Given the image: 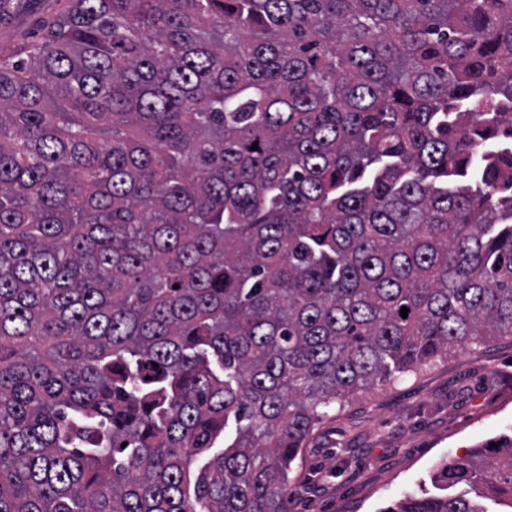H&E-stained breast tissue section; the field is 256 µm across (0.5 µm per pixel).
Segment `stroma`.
<instances>
[{"label":"stroma","instance_id":"obj_1","mask_svg":"<svg viewBox=\"0 0 512 512\" xmlns=\"http://www.w3.org/2000/svg\"><path fill=\"white\" fill-rule=\"evenodd\" d=\"M69 0H24L0 18V57L45 35ZM512 432V338L454 350L356 394L308 439L289 474L290 512H381L443 458Z\"/></svg>","mask_w":512,"mask_h":512}]
</instances>
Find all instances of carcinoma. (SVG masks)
<instances>
[{"instance_id": "carcinoma-1", "label": "carcinoma", "mask_w": 512, "mask_h": 512, "mask_svg": "<svg viewBox=\"0 0 512 512\" xmlns=\"http://www.w3.org/2000/svg\"><path fill=\"white\" fill-rule=\"evenodd\" d=\"M502 336L512 0H70L0 62V512H288ZM431 485L380 512H512V435Z\"/></svg>"}]
</instances>
